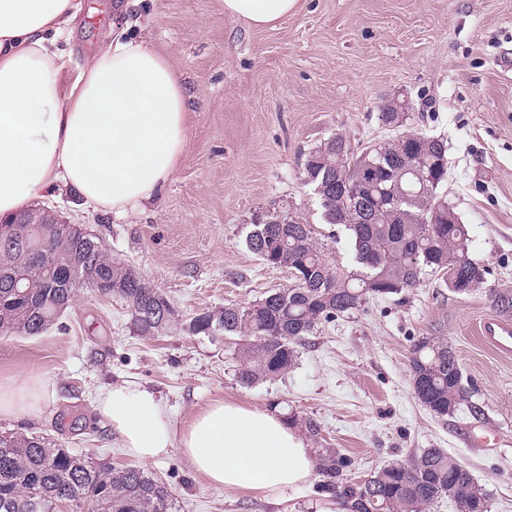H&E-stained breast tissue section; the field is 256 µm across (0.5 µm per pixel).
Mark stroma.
<instances>
[{
    "mask_svg": "<svg viewBox=\"0 0 512 512\" xmlns=\"http://www.w3.org/2000/svg\"><path fill=\"white\" fill-rule=\"evenodd\" d=\"M82 2L64 44L76 70L111 42L120 0ZM127 15L189 88L188 148L175 177L128 218L72 190L31 206L97 235L182 321L288 286L286 269L245 245L261 212L303 217L332 266L354 269L349 235L324 223L303 155L337 133L357 153L387 139L378 116L392 99L409 102L408 130L446 142L440 193L466 227L471 258L488 269L487 285L462 295L434 274L369 299L321 324L288 373L250 387L238 378L236 338L181 329L147 339L131 329L123 300L81 288L47 332L0 336V376L49 384L34 410L0 415V431L131 465L97 409L102 389L130 381L159 393L178 428L219 400L313 418L329 447L351 459L355 481L445 449L488 492L491 512H512V356L478 333L499 313L492 294L512 296V0H302L264 30L225 16L223 0H139ZM424 336L456 351L478 413L439 417L416 398L411 349ZM483 428L498 434L495 447L473 443ZM144 470L173 488L176 512H342L313 477L274 494L211 487L177 448Z\"/></svg>",
    "mask_w": 512,
    "mask_h": 512,
    "instance_id": "1",
    "label": "stroma"
}]
</instances>
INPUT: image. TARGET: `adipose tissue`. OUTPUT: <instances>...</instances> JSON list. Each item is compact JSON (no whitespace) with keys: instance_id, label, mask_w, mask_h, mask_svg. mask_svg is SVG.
<instances>
[{"instance_id":"1","label":"adipose tissue","mask_w":512,"mask_h":512,"mask_svg":"<svg viewBox=\"0 0 512 512\" xmlns=\"http://www.w3.org/2000/svg\"><path fill=\"white\" fill-rule=\"evenodd\" d=\"M226 16L256 29L294 14L300 0H223ZM81 0H0V217L61 187L129 217L176 173L186 153L187 94L171 57L127 30L113 32L62 89L69 54L57 43ZM47 385L0 378V415L28 412ZM98 410L127 453L147 463L180 448L218 489L278 491L306 482L315 451L276 413L215 402L175 433L155 391L106 388Z\"/></svg>"}]
</instances>
